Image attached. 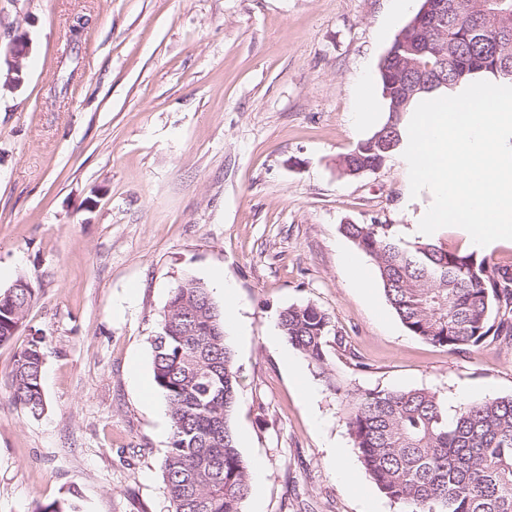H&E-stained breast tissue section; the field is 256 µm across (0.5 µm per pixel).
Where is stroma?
I'll list each match as a JSON object with an SVG mask.
<instances>
[{
  "label": "stroma",
  "mask_w": 512,
  "mask_h": 512,
  "mask_svg": "<svg viewBox=\"0 0 512 512\" xmlns=\"http://www.w3.org/2000/svg\"><path fill=\"white\" fill-rule=\"evenodd\" d=\"M408 20L394 0H0V41L19 28L31 45L23 83L0 85V293L22 274L35 290L0 345V512L69 495L80 512H173L149 338L186 275L223 273L247 325L228 339L232 426L264 472L246 512H364L368 494L398 512L358 459L345 393L512 395L511 341L452 353L410 336L341 258L342 224H416L433 202L402 155L337 166L374 132L354 113L387 119L379 66ZM306 302L341 337L327 374L300 355L293 375L267 341ZM35 332L36 418L9 384ZM337 446L360 490L330 465Z\"/></svg>",
  "instance_id": "35a3bbf8"
}]
</instances>
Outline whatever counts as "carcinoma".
<instances>
[{
    "label": "carcinoma",
    "instance_id": "cac0c4a2",
    "mask_svg": "<svg viewBox=\"0 0 512 512\" xmlns=\"http://www.w3.org/2000/svg\"><path fill=\"white\" fill-rule=\"evenodd\" d=\"M443 18L421 11L395 36L380 67L388 120L340 160L343 174L380 167L407 139L404 119L425 98L456 95L475 80L512 85V12L492 23L479 0H445ZM374 261L391 308L411 336L450 352L512 337V275L474 252L428 240L409 243L390 224L341 225ZM32 288L0 293V345L26 321ZM288 345L321 370L338 340L330 314L307 303L279 315ZM153 382L167 408L162 461L174 512H245L251 471L231 419L238 368L224 336V312L201 280L171 290L150 339ZM42 338L15 359L12 402L36 417L47 406ZM354 448L399 512H512V395L465 404L453 419L426 389L346 394ZM33 512H78L57 499Z\"/></svg>",
    "mask_w": 512,
    "mask_h": 512
}]
</instances>
